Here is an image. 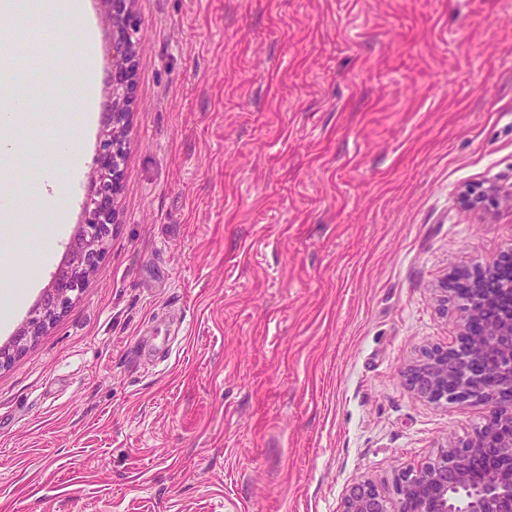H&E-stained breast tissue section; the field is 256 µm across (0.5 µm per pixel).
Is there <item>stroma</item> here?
Segmentation results:
<instances>
[{
  "mask_svg": "<svg viewBox=\"0 0 512 512\" xmlns=\"http://www.w3.org/2000/svg\"><path fill=\"white\" fill-rule=\"evenodd\" d=\"M96 35L95 121L77 34L43 11L0 34L23 76L51 69L44 124L0 171L19 214L0 345L78 231L111 99L112 22ZM142 48L119 222L78 297L0 367V512H342L351 487L469 438L486 408L417 398L404 376L456 336L434 299L512 247V212L463 211L512 183V0H136ZM55 208L27 184L64 174ZM56 152L63 155L69 163L70 171L76 174L81 163L80 148L77 142L67 133L62 132L54 143ZM463 207L473 213L505 207L512 210V184L504 186L497 182H486L464 187L460 192Z\"/></svg>",
  "mask_w": 512,
  "mask_h": 512,
  "instance_id": "stroma-1",
  "label": "stroma"
}]
</instances>
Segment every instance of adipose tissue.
I'll list each match as a JSON object with an SVG mask.
<instances>
[{
  "label": "adipose tissue",
  "instance_id": "ef3b65f1",
  "mask_svg": "<svg viewBox=\"0 0 512 512\" xmlns=\"http://www.w3.org/2000/svg\"><path fill=\"white\" fill-rule=\"evenodd\" d=\"M53 20L61 21L78 32L83 45V56L78 71V87L80 95L86 106L85 111L74 113L72 120L81 124L88 120V108L95 103V88L97 86L96 67V40L92 31L85 25L84 0H57V8L52 15ZM0 100L4 101L6 109L0 113V160L15 159L20 153L17 141L6 137L5 129L11 128L16 117L9 112V105H17L25 117L33 123H41L44 113L38 102L32 97L23 82L17 80H4L0 82Z\"/></svg>",
  "mask_w": 512,
  "mask_h": 512
}]
</instances>
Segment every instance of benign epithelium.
Masks as SVG:
<instances>
[{
    "label": "benign epithelium",
    "mask_w": 512,
    "mask_h": 512,
    "mask_svg": "<svg viewBox=\"0 0 512 512\" xmlns=\"http://www.w3.org/2000/svg\"><path fill=\"white\" fill-rule=\"evenodd\" d=\"M112 11V106L95 157L90 189L82 208V224L34 315L17 331L12 345L0 346V364L10 360V347L20 348L43 332L72 303L96 269L118 222V193L124 175L129 134L128 115L134 99V71L141 48V21L135 0H106ZM463 207L473 213L505 207L512 210V184L486 182L464 187ZM512 267V248L490 265L464 270L435 289L442 306L458 303L461 311L455 341L425 350L405 375L417 397L444 405L468 399L487 413L472 437L444 446L418 469L395 478L393 493L371 480L355 484L343 512H450L448 490L470 487L467 512H512V290L496 277ZM486 461L478 486L474 465Z\"/></svg>",
    "instance_id": "benign-epithelium-1"
}]
</instances>
